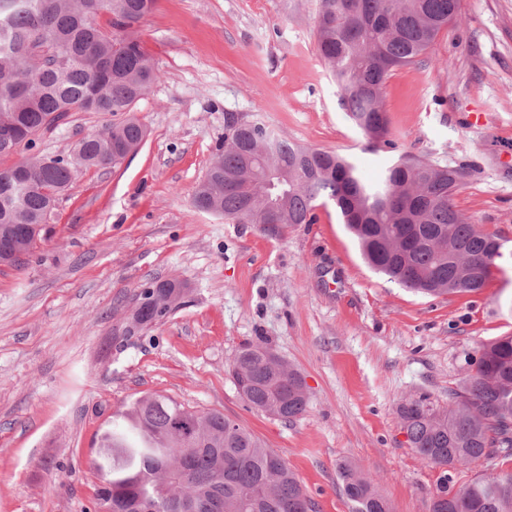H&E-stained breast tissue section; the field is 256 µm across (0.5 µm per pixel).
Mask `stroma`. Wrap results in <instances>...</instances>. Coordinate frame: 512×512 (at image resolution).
<instances>
[{
  "label": "stroma",
  "mask_w": 512,
  "mask_h": 512,
  "mask_svg": "<svg viewBox=\"0 0 512 512\" xmlns=\"http://www.w3.org/2000/svg\"><path fill=\"white\" fill-rule=\"evenodd\" d=\"M318 7L157 0L135 27L159 73L134 108L145 142L118 168L78 172L31 253L0 265V512H85L113 413L148 394L239 423L282 455L317 512H350L343 461L393 512H430L442 471L409 447L396 407L447 406L480 346L512 336V0H460L430 56L395 68L383 152L316 52ZM228 112L336 152L369 181L404 155L467 166L455 202L502 243V273L478 294L424 296L365 263L333 203L281 238L198 210ZM108 121L68 113L6 162L68 154ZM171 278L187 286L182 306L124 335L142 290ZM258 340L305 377L294 423L249 409L230 381L237 350Z\"/></svg>",
  "instance_id": "1"
}]
</instances>
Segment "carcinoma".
Wrapping results in <instances>:
<instances>
[{
  "label": "carcinoma",
  "instance_id": "carcinoma-1",
  "mask_svg": "<svg viewBox=\"0 0 512 512\" xmlns=\"http://www.w3.org/2000/svg\"><path fill=\"white\" fill-rule=\"evenodd\" d=\"M156 0H0V123L15 148L35 143L70 112H100L113 122L83 137L68 156L26 157L0 166V264L34 248L56 194L82 168L117 167L146 128L131 112L158 79L129 31ZM459 0H320L316 48L341 91V103L373 150L392 146L383 91L391 72L430 53L455 22ZM464 168L399 159L377 184L330 152L297 145L258 118L225 116L224 145L194 196L195 206L237 224H261L281 237L312 224L319 202L336 204L368 265L415 293H479L503 257L502 244L469 223L454 198ZM166 294L138 298V324L170 315ZM162 312H157V308ZM474 373L441 407L403 398L401 427L421 460L442 470L431 512H512V470L478 475L457 488L453 469L491 454L512 457V336L483 345ZM231 381L252 409L284 423L307 411L301 373L266 343L242 346ZM198 430L200 444L184 448ZM112 449V484L97 487L93 506L111 512H316L284 458L219 411L200 412L168 396L136 399L112 416L102 437ZM351 512H390L373 481L348 462L337 466Z\"/></svg>",
  "mask_w": 512,
  "mask_h": 512
}]
</instances>
